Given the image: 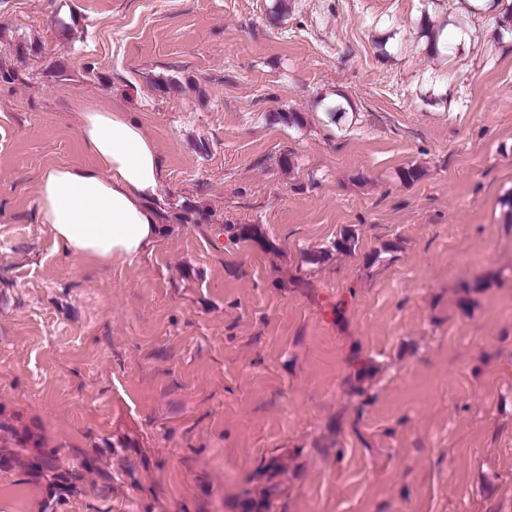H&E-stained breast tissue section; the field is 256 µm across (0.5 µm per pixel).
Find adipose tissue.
<instances>
[{"mask_svg": "<svg viewBox=\"0 0 512 512\" xmlns=\"http://www.w3.org/2000/svg\"><path fill=\"white\" fill-rule=\"evenodd\" d=\"M79 134L96 164L42 173L41 223L76 258L108 264L151 251L165 230L153 142L125 113L93 105L80 112Z\"/></svg>", "mask_w": 512, "mask_h": 512, "instance_id": "obj_1", "label": "adipose tissue"}]
</instances>
